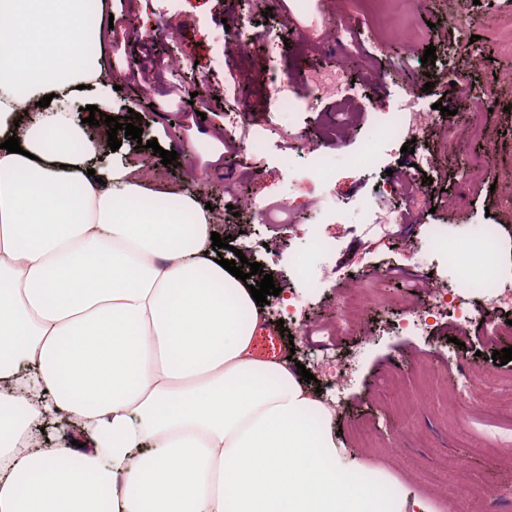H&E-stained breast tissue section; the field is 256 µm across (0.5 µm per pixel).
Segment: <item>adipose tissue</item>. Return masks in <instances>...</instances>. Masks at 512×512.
Returning a JSON list of instances; mask_svg holds the SVG:
<instances>
[{
	"label": "adipose tissue",
	"instance_id": "ef3b65f1",
	"mask_svg": "<svg viewBox=\"0 0 512 512\" xmlns=\"http://www.w3.org/2000/svg\"><path fill=\"white\" fill-rule=\"evenodd\" d=\"M87 14L0 0L34 29ZM91 83L53 42L0 64V144L22 147H0V512H431L387 470L362 476L325 404L254 356L256 302L193 196L149 206L138 163L97 166L71 108ZM48 425L89 449L42 447Z\"/></svg>",
	"mask_w": 512,
	"mask_h": 512
}]
</instances>
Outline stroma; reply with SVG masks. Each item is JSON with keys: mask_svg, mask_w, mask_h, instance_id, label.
Here are the masks:
<instances>
[{"mask_svg": "<svg viewBox=\"0 0 512 512\" xmlns=\"http://www.w3.org/2000/svg\"><path fill=\"white\" fill-rule=\"evenodd\" d=\"M506 0H398L373 16L357 0H106L103 16H114L116 27L91 50L92 61L111 85L107 113L125 116L135 109L145 122L143 140L154 139L176 151L175 165L151 157L147 166L151 190L170 185L192 194L198 206H211L210 216L230 248L225 259L242 250L249 262L261 263L274 277L281 298L305 292L303 312L319 333L298 337L293 349H282L276 360L293 357L315 370L328 346H336L351 361L352 378L342 409L335 417L336 439L365 469L389 470L412 494L427 498L433 512H512V501H499L512 492V421L490 408L462 410L456 423L448 421L441 389H455L463 369L512 374V362L493 361V351L512 347V332L487 339L481 321H459L454 313L430 319L427 335L418 336L398 325L399 318L426 306L427 297L408 291L393 271L426 273L450 288L481 287L495 274L512 287V209L504 208V185L497 173L512 171V56L501 55L493 38L476 37L462 25L464 17L498 14L511 9ZM256 22L258 31L279 29L289 42L277 69L290 78L305 106L293 116L277 114L264 90L265 53L242 57L230 45L222 18ZM341 18L356 36L352 51L338 54L328 22ZM401 21L406 40L396 48L379 50L377 38L392 21ZM145 31L155 57L175 58V69H152L150 81L137 86L131 70L143 50L134 34ZM435 47V64L422 63L427 47ZM477 58L467 73L476 90L494 94L479 135L463 147L448 145L447 131L456 124L453 110H466L456 66L465 57ZM309 68L344 70V97L311 103V91L301 75ZM235 94L223 104L225 85ZM195 86L211 100L212 114L197 116L178 110V91ZM417 90L419 103H440L450 112L416 140L414 153L403 152L402 141L388 138L386 120L395 111L402 89ZM241 113L254 124L269 123L260 152L226 148L223 109ZM380 138L377 160L356 164L363 142ZM317 142L330 165L323 182L293 180L284 164L299 141ZM494 145L490 167L477 172L471 162L487 145ZM434 149L436 164L419 166V152ZM412 184L425 196L415 223L396 226L392 235L368 231L365 206L397 211L407 203L402 189ZM290 197L293 219L288 224H264L243 202L276 201ZM333 203L310 218L314 197ZM498 230L493 258H486L487 226ZM330 244L327 256L314 252L317 239ZM312 269L326 267L318 288L295 278L297 257ZM376 282L381 294L358 320L357 331L328 337L336 325V299L349 280ZM375 341L364 342L369 331ZM374 432L373 441L360 436V427ZM402 453L392 456L391 442Z\"/></svg>", "mask_w": 512, "mask_h": 512, "instance_id": "35a3bbf8", "label": "stroma"}]
</instances>
